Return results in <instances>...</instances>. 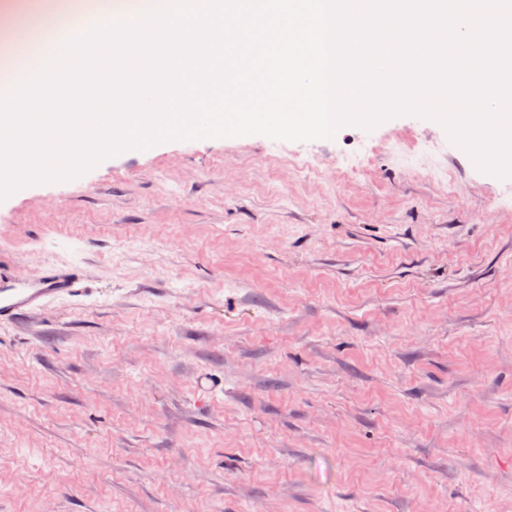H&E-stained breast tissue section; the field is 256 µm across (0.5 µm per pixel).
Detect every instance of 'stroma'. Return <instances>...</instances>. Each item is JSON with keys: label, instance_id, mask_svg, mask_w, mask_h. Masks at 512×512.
<instances>
[{"label": "stroma", "instance_id": "35a3bbf8", "mask_svg": "<svg viewBox=\"0 0 512 512\" xmlns=\"http://www.w3.org/2000/svg\"><path fill=\"white\" fill-rule=\"evenodd\" d=\"M86 273L0 325V512H512V179L403 114L0 200Z\"/></svg>", "mask_w": 512, "mask_h": 512}]
</instances>
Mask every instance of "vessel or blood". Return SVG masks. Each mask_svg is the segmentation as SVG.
<instances>
[{
	"label": "vessel or blood",
	"instance_id": "vessel-or-blood-1",
	"mask_svg": "<svg viewBox=\"0 0 512 512\" xmlns=\"http://www.w3.org/2000/svg\"><path fill=\"white\" fill-rule=\"evenodd\" d=\"M80 280L75 268L50 266L33 278L0 265V324H13L49 300L71 294Z\"/></svg>",
	"mask_w": 512,
	"mask_h": 512
}]
</instances>
